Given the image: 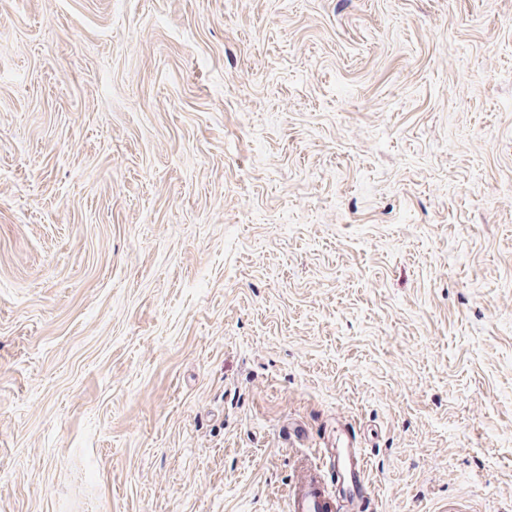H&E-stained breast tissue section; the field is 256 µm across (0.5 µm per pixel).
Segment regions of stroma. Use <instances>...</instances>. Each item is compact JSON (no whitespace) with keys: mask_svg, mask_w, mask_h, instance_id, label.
Instances as JSON below:
<instances>
[{"mask_svg":"<svg viewBox=\"0 0 512 512\" xmlns=\"http://www.w3.org/2000/svg\"><path fill=\"white\" fill-rule=\"evenodd\" d=\"M512 512V0H0V512ZM342 430L340 447L326 448L318 462H298L288 487V512L365 510L368 460L355 429L343 424Z\"/></svg>","mask_w":512,"mask_h":512,"instance_id":"obj_1","label":"stroma"}]
</instances>
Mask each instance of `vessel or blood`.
I'll return each instance as SVG.
<instances>
[{
	"label": "vessel or blood",
	"mask_w": 512,
	"mask_h": 512,
	"mask_svg": "<svg viewBox=\"0 0 512 512\" xmlns=\"http://www.w3.org/2000/svg\"><path fill=\"white\" fill-rule=\"evenodd\" d=\"M339 441L319 461L298 463L287 512H364L370 498L367 457L353 427L344 426Z\"/></svg>",
	"instance_id": "1"
}]
</instances>
